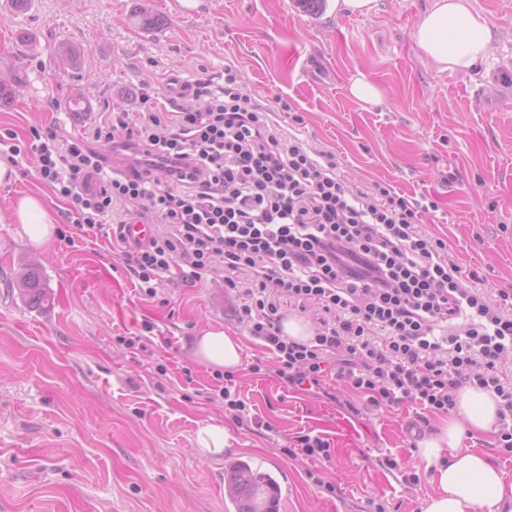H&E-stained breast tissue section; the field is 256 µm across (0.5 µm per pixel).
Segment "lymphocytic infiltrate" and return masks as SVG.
Wrapping results in <instances>:
<instances>
[{"label": "lymphocytic infiltrate", "instance_id": "obj_1", "mask_svg": "<svg viewBox=\"0 0 512 512\" xmlns=\"http://www.w3.org/2000/svg\"><path fill=\"white\" fill-rule=\"evenodd\" d=\"M301 115L281 96L247 94L235 64L188 84L169 107L151 84L77 135L30 127L11 156L67 204V225L111 231L148 298L173 278L204 283L215 258L236 317L262 341L273 371L303 390L330 371L373 407L413 403L430 415L455 390H493L512 417V293L479 288L420 225L428 207L386 185H348L336 156L299 138ZM119 162L105 170L106 157ZM151 224L143 245L126 225ZM314 311L306 343L285 336L282 307Z\"/></svg>", "mask_w": 512, "mask_h": 512}]
</instances>
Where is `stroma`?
I'll return each mask as SVG.
<instances>
[{"label":"stroma","instance_id":"obj_1","mask_svg":"<svg viewBox=\"0 0 512 512\" xmlns=\"http://www.w3.org/2000/svg\"><path fill=\"white\" fill-rule=\"evenodd\" d=\"M433 3L376 0L367 15L315 16L296 0H33L13 16L0 0V79L15 83L0 134L22 137L32 125L75 134L113 103L136 104L142 82L162 92L170 77L217 76L231 61L248 92L282 96L304 117L303 138L335 154L350 184L384 183L436 202L421 219L447 242L449 261L477 271L489 292L512 289V0H471L492 38L467 72L438 70L416 48L412 31ZM140 7L164 26L135 25ZM21 30L36 50L19 41ZM61 43L78 52L65 72L56 65ZM360 73L383 89L380 105L350 97ZM77 90L90 111L68 112ZM17 171L16 182L0 185V210L40 193L63 229L66 204L37 180L32 157L19 156ZM32 266L54 294L51 308L19 295ZM223 276L215 262L207 285L176 279L155 301L105 237L37 246L21 225L0 223V512H235L224 467L236 458L275 476L280 512H364L371 497L387 512H423L429 476L411 488L401 477L419 465L408 430L416 405L368 412L344 382L330 399L253 373L269 354L237 323ZM147 323V351L118 344ZM207 326L244 339L234 382L252 425L225 413L213 367L192 353ZM208 425L229 438L204 455L196 436ZM306 433L330 440L331 460L284 454ZM383 453L398 469L377 466Z\"/></svg>","mask_w":512,"mask_h":512}]
</instances>
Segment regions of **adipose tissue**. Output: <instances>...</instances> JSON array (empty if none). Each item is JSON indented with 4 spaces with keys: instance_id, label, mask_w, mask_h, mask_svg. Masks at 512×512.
Segmentation results:
<instances>
[{
    "instance_id": "obj_1",
    "label": "adipose tissue",
    "mask_w": 512,
    "mask_h": 512,
    "mask_svg": "<svg viewBox=\"0 0 512 512\" xmlns=\"http://www.w3.org/2000/svg\"><path fill=\"white\" fill-rule=\"evenodd\" d=\"M413 39L421 54L441 70L468 71L488 53L491 27L476 16L470 0H435L417 22ZM7 221L21 225L37 245L55 233L54 220L43 197L19 196ZM192 352L201 362L227 371L243 363L240 337L208 327L195 336ZM500 400L488 389L468 383L454 392V407L429 436L418 441L420 467L429 473L435 492L424 512H506L512 505V485L504 482L490 457L473 444L500 429Z\"/></svg>"
}]
</instances>
